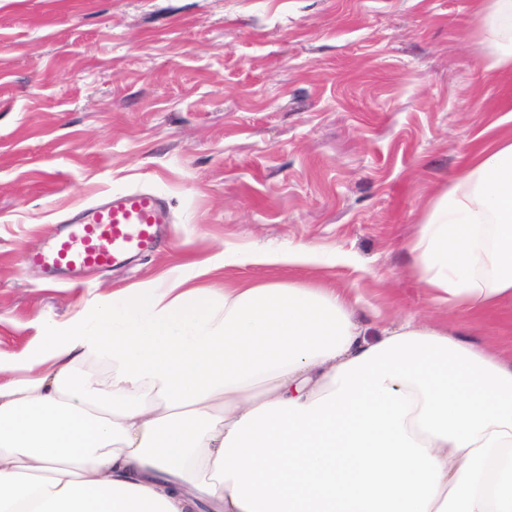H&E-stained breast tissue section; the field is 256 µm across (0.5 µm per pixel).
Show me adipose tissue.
<instances>
[{
    "instance_id": "adipose-tissue-1",
    "label": "adipose tissue",
    "mask_w": 512,
    "mask_h": 512,
    "mask_svg": "<svg viewBox=\"0 0 512 512\" xmlns=\"http://www.w3.org/2000/svg\"><path fill=\"white\" fill-rule=\"evenodd\" d=\"M512 69V0L476 15ZM454 315L512 300V135L410 244ZM307 247L225 265L305 267ZM316 283L148 281L0 356V512H512V357Z\"/></svg>"
}]
</instances>
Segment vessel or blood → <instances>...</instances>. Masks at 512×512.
<instances>
[{"label": "vessel or blood", "mask_w": 512, "mask_h": 512, "mask_svg": "<svg viewBox=\"0 0 512 512\" xmlns=\"http://www.w3.org/2000/svg\"><path fill=\"white\" fill-rule=\"evenodd\" d=\"M169 221L164 198L157 192L132 189L105 199L64 222L56 240L28 255L29 266L46 276L67 271L79 282L87 271L111 267L131 254L150 252Z\"/></svg>", "instance_id": "1"}]
</instances>
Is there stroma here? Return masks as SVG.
<instances>
[{"instance_id":"obj_1","label":"stroma","mask_w":512,"mask_h":512,"mask_svg":"<svg viewBox=\"0 0 512 512\" xmlns=\"http://www.w3.org/2000/svg\"><path fill=\"white\" fill-rule=\"evenodd\" d=\"M482 4L0 0V354L172 273L313 281L389 325L446 319L409 245L474 151L512 133V71L477 52ZM133 188L170 207L152 252L79 287L27 264L64 216ZM294 247L325 264H224Z\"/></svg>"}]
</instances>
